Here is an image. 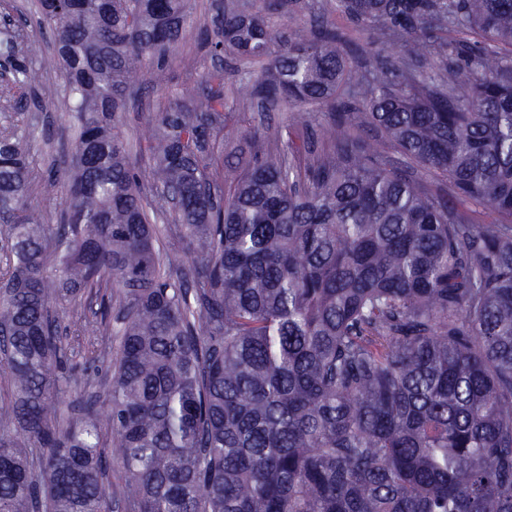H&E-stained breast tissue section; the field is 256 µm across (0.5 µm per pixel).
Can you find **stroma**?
I'll return each instance as SVG.
<instances>
[{"mask_svg":"<svg viewBox=\"0 0 512 512\" xmlns=\"http://www.w3.org/2000/svg\"><path fill=\"white\" fill-rule=\"evenodd\" d=\"M209 0H189L191 7L187 33L177 55L168 58L162 81H154L151 72H144L140 81V99L128 102L121 112L119 125L127 152L137 157L139 166H147L144 156L146 143L143 129L154 123L155 115L195 89L202 76L221 68L224 81L225 129L217 136L215 153L229 158L230 164L218 168L215 176L223 185H230L244 167L255 161L254 132L267 123H290L297 129L323 121L325 107L306 103L287 111L265 112L239 95L240 84L256 78L261 64L245 63L232 57L217 58L203 47L202 40L213 26ZM17 18L24 39L40 44L43 51L52 52L53 34L38 10L37 0H0V16ZM324 17L335 29L340 42L349 48L348 63L362 71L368 68L370 32L344 9L342 0H288L282 12L271 15L269 24L283 35L295 32L311 35L316 17ZM34 98L36 107L24 113L13 112L12 106L23 93L17 84L0 85V135L16 130L26 135L27 148L39 175L26 202L34 218L42 224L59 221L65 192L63 147L75 137L73 121L65 120L72 101L66 77L61 71L35 69Z\"/></svg>","mask_w":512,"mask_h":512,"instance_id":"stroma-1","label":"stroma"}]
</instances>
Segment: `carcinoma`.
Instances as JSON below:
<instances>
[{
    "label": "carcinoma",
    "instance_id": "carcinoma-1",
    "mask_svg": "<svg viewBox=\"0 0 512 512\" xmlns=\"http://www.w3.org/2000/svg\"><path fill=\"white\" fill-rule=\"evenodd\" d=\"M282 6L210 0L206 46L266 62L244 97L330 120L297 142L263 127L274 148L225 192L203 163L224 129L221 74L158 113L146 170L117 129L144 62L177 50L187 0L39 2L57 55L26 46L13 78L32 82L29 59L61 64L80 133L54 225L27 213L24 136L0 137V410L16 427L0 434V512H512V0H344L378 41L408 34L361 73L327 24L277 37L265 13ZM450 26L480 40L459 52L435 36ZM454 52L473 82L438 88L415 67ZM343 83L361 123L448 177V194L388 168L336 111ZM153 190L173 222L162 256ZM466 202L499 219L474 223ZM77 297L99 305L70 333L78 351L101 337V390L61 346L53 299Z\"/></svg>",
    "mask_w": 512,
    "mask_h": 512
}]
</instances>
